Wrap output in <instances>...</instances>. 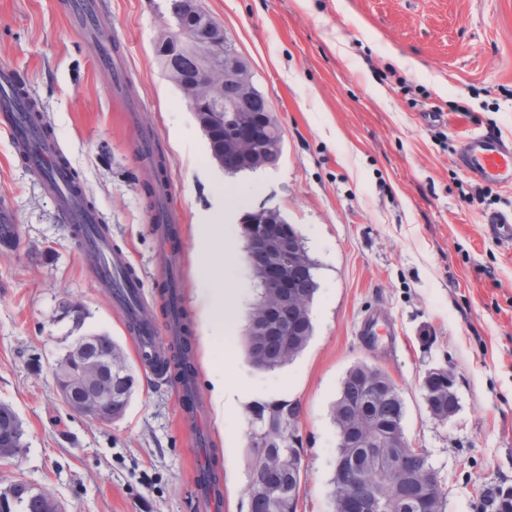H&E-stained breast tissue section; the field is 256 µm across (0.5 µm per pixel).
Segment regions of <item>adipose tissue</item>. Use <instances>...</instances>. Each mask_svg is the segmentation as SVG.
Listing matches in <instances>:
<instances>
[{"mask_svg":"<svg viewBox=\"0 0 512 512\" xmlns=\"http://www.w3.org/2000/svg\"><path fill=\"white\" fill-rule=\"evenodd\" d=\"M248 208L246 198L233 199L228 212H215L214 223L203 225L197 248L203 259L196 266L197 295L208 314L211 342L215 353H222L225 337L234 335L237 317L234 313L235 293L224 282V264L230 253L224 242L237 230L236 221Z\"/></svg>","mask_w":512,"mask_h":512,"instance_id":"ef3b65f1","label":"adipose tissue"}]
</instances>
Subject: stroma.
I'll list each match as a JSON object with an SVG mask.
<instances>
[{
    "label": "stroma",
    "instance_id": "stroma-1",
    "mask_svg": "<svg viewBox=\"0 0 512 512\" xmlns=\"http://www.w3.org/2000/svg\"><path fill=\"white\" fill-rule=\"evenodd\" d=\"M255 75L283 135L277 166L226 175L182 91L155 52L167 0H105L101 35L117 39L139 110L110 95L93 40L77 35L63 0H0V63L20 73L83 191L130 253L152 311L166 249L143 191L151 170L135 152V124L151 126L169 160L184 245L183 304L194 323L204 426L224 475V512H249L250 405L276 394L297 410V512H333L338 437L331 420L341 382L365 362L387 373L404 401V434L424 449L445 512H475L482 494L512 485V243L488 238L486 214L512 213V185L466 176L455 164L469 134L512 138V0H199ZM440 113L426 123L425 113ZM251 209L279 210L316 263L314 334L286 366L264 371L240 341L224 371L241 397L217 414L207 316L197 300L196 239L225 188ZM0 201L17 243L0 246V404L24 428L25 452L0 461V487L50 489L64 512H194L192 435L176 386L134 366L125 414L94 422L59 399L50 372L73 337L105 333L133 352L108 296L67 238L55 198L0 134ZM226 268L236 313L256 300L244 239ZM71 302L82 325L61 317ZM384 310L393 331L375 341L361 321ZM450 370L459 399L447 421L429 414L421 384Z\"/></svg>",
    "mask_w": 512,
    "mask_h": 512
}]
</instances>
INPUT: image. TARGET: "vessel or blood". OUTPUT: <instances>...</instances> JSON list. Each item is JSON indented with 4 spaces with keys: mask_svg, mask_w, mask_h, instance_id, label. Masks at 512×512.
<instances>
[{
    "mask_svg": "<svg viewBox=\"0 0 512 512\" xmlns=\"http://www.w3.org/2000/svg\"><path fill=\"white\" fill-rule=\"evenodd\" d=\"M102 0H69L68 15L78 28H85L92 18L100 16ZM17 72L9 65H0V131L12 142H20L28 131L19 119L22 100L13 94ZM29 137V136H28ZM32 139V138H31ZM64 151L55 137L32 139L29 166L43 178L60 198L64 229L78 241L79 257L93 276L94 285L112 298L125 331L131 336L135 355L141 366L153 369L158 376L171 377L177 357V339L183 332L185 319L180 293H173L169 314L155 320L144 296V282L126 253L112 250L103 232L100 214L89 208L69 189V174L63 164ZM456 163L469 176L512 184V139L486 130L473 133L463 143ZM484 230L494 240L512 242V214L494 212L487 216ZM179 409L185 425L196 427L204 412L198 394L197 377L187 374L177 380ZM215 449H207L206 459L194 476V505L197 512H223L224 489L213 482L211 457Z\"/></svg>",
    "mask_w": 512,
    "mask_h": 512,
    "instance_id": "vessel-or-blood-1",
    "label": "vessel or blood"
}]
</instances>
